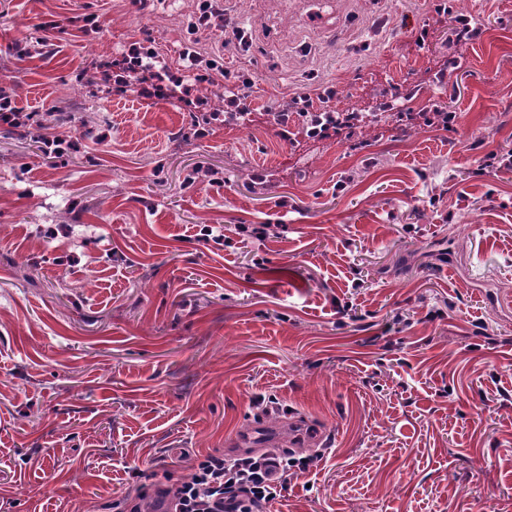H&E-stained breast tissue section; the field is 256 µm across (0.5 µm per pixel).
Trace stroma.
<instances>
[{
  "mask_svg": "<svg viewBox=\"0 0 512 512\" xmlns=\"http://www.w3.org/2000/svg\"><path fill=\"white\" fill-rule=\"evenodd\" d=\"M222 9L0 0V94L43 116L0 119V512H110L273 404L310 464L262 512H512V0ZM133 47L222 63L251 125L213 83L93 92Z\"/></svg>",
  "mask_w": 512,
  "mask_h": 512,
  "instance_id": "1",
  "label": "stroma"
}]
</instances>
